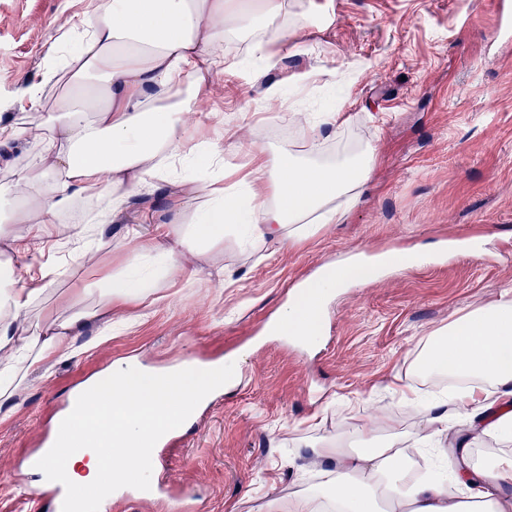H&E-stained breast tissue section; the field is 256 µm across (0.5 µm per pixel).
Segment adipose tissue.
Returning <instances> with one entry per match:
<instances>
[{
  "label": "adipose tissue",
  "mask_w": 512,
  "mask_h": 512,
  "mask_svg": "<svg viewBox=\"0 0 512 512\" xmlns=\"http://www.w3.org/2000/svg\"><path fill=\"white\" fill-rule=\"evenodd\" d=\"M312 0H99L80 20L89 37L79 56L60 63L46 57L32 88L24 122L0 121V241L14 255L0 264V404L27 389L9 370L18 346L41 363L69 352L88 320L146 301L162 280L185 269L186 255L225 232L244 229L253 244L284 238L291 224H331L337 198L358 203L371 176L375 150L364 146L330 162H298L288 150L252 153L248 166L229 163L224 143L212 136L206 104L214 76L246 71L265 87L268 102H285L271 80L283 47L298 51L301 30L319 28ZM244 41L241 56L228 59L229 37ZM206 164L209 175L195 170ZM169 185L184 206L195 207L191 230L181 217L156 226L149 243L126 267L109 275L93 304L48 318L30 336L22 325L40 289L22 287L21 268L38 257L30 236L51 227L84 203L94 221H117L131 198ZM19 224L28 233L16 232ZM348 271L332 267L279 315L276 327L311 338L323 300L341 287ZM444 350L420 358L419 371L457 380L449 399L425 405L414 392L402 402L418 410L417 444L448 451L450 478H418L398 436L379 438L375 425L354 431L356 450L341 439L313 449L322 481L304 491L296 512H512V454L472 466L471 447L483 436L512 437V304L498 302L449 324Z\"/></svg>",
  "instance_id": "adipose-tissue-1"
}]
</instances>
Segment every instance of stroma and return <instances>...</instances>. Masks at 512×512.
Masks as SVG:
<instances>
[{"label":"stroma","mask_w":512,"mask_h":512,"mask_svg":"<svg viewBox=\"0 0 512 512\" xmlns=\"http://www.w3.org/2000/svg\"><path fill=\"white\" fill-rule=\"evenodd\" d=\"M335 19L301 37L302 51L271 76L287 84V105L266 106L264 88L245 74L221 77L209 107L225 127L224 156L247 162L256 148L309 146L286 113L342 112L326 140L372 145L377 163L360 203L333 224L252 247L231 231L210 246L208 275L156 289L157 300L128 327L102 333L88 323L71 357L31 369L30 388L0 405V512H35L27 462L42 446L69 394L129 358L153 368L237 358L238 382L200 410L165 444L164 465L198 512H259L277 502L294 512L315 482L304 464L328 437L351 439L357 426L404 433L417 464L447 470L417 451L418 417L397 388L425 401L441 390L415 373L429 339L480 307L512 301V47L490 48L496 0H322ZM89 0H0V117L23 120L44 58L65 52L61 19ZM350 62L362 69L334 91L320 72ZM169 206L137 195L112 224H70L34 239L46 268L59 274L33 304L32 324L62 306L86 304V289L122 269ZM479 249L452 247L470 226ZM99 243L94 261L73 238ZM329 264L353 270L326 299L313 345L268 334L266 325L299 297L300 283Z\"/></svg>","instance_id":"35a3bbf8"}]
</instances>
